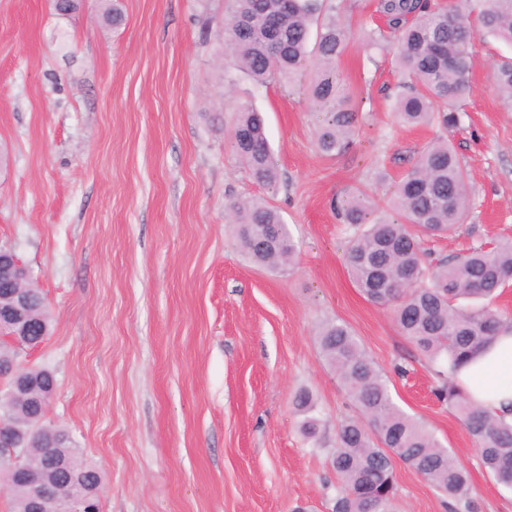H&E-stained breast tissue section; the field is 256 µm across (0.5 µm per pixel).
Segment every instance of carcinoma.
I'll return each instance as SVG.
<instances>
[{
	"label": "carcinoma",
	"instance_id": "carcinoma-1",
	"mask_svg": "<svg viewBox=\"0 0 512 512\" xmlns=\"http://www.w3.org/2000/svg\"><path fill=\"white\" fill-rule=\"evenodd\" d=\"M230 11L221 34L231 53V66L255 84H302L314 107L326 109L316 132V149L326 157L346 150L356 134L353 100L336 70L348 41L338 0H228ZM384 24L371 29L367 44L384 48L394 39V57L403 92L394 102L401 126L437 129L412 167L396 183L387 204L404 222L372 219L379 204L354 188L337 208L350 237L345 260L353 281L372 303L393 308L399 329L428 358L438 385L435 396L460 416L474 439L481 465L497 484L512 489V424L480 409L452 382L459 363L498 333H512V317L494 302L512 285V240L480 242L461 255L436 264L426 262L424 240L444 237L467 222L469 178L448 132L460 129L457 103L471 84V46L486 31L512 44V0H378ZM103 22L123 23L118 0H111ZM492 78L503 105L512 110V58L494 66ZM229 140L239 163L259 185L280 180L272 160L261 112L235 107ZM234 230L253 263L286 270L296 246L279 210L261 198L238 199L231 205ZM33 327L31 338L51 327L41 289L27 283ZM327 363L336 370L361 416L344 421L336 431L330 465L338 492L332 512H399L394 460L413 468L450 500L470 505L471 477L435 437L393 401L386 377L344 323H327L319 333ZM27 384L6 382L0 388V421L21 429L35 424L40 402L55 387L46 368L27 366ZM302 415L301 432L317 442L320 419L306 390L294 398ZM56 458L51 475L58 497L76 509L85 503L100 512L101 475L88 463L74 440L53 448L43 440L23 449V462L36 467ZM10 512H28L23 476L9 477Z\"/></svg>",
	"mask_w": 512,
	"mask_h": 512
}]
</instances>
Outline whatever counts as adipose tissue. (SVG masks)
I'll list each match as a JSON object with an SVG mask.
<instances>
[{"mask_svg":"<svg viewBox=\"0 0 512 512\" xmlns=\"http://www.w3.org/2000/svg\"><path fill=\"white\" fill-rule=\"evenodd\" d=\"M452 379L474 405L512 423V334L494 336Z\"/></svg>","mask_w":512,"mask_h":512,"instance_id":"obj_1","label":"adipose tissue"}]
</instances>
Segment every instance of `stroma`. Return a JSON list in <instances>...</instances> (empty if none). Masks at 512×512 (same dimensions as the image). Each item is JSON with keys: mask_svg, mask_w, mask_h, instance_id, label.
Masks as SVG:
<instances>
[{"mask_svg": "<svg viewBox=\"0 0 512 512\" xmlns=\"http://www.w3.org/2000/svg\"><path fill=\"white\" fill-rule=\"evenodd\" d=\"M104 0L62 17L53 0H0V246L46 296L52 327L29 363L53 370L47 420L101 473L102 512H332L336 429L359 410L318 342L346 324L387 376L394 402L471 474L474 512H512V490L482 469L463 423L438 401L429 362L391 310L353 284L349 233L333 203L367 186L388 199L434 129L400 126L392 52L365 43L377 0H348L337 71L361 101L358 131L319 155V117L298 86L237 75L219 58L226 0ZM463 129L471 214L431 241L434 258L512 237V112L491 78L512 46L472 49ZM263 112L277 190L255 184L228 140L234 105ZM390 179L375 185L377 170ZM263 198L297 244L275 273L244 260L228 205ZM405 366L407 375L396 372ZM314 396L320 440L300 431L299 388ZM402 512H451L446 497L396 465Z\"/></svg>", "mask_w": 512, "mask_h": 512, "instance_id": "35a3bbf8", "label": "stroma"}]
</instances>
